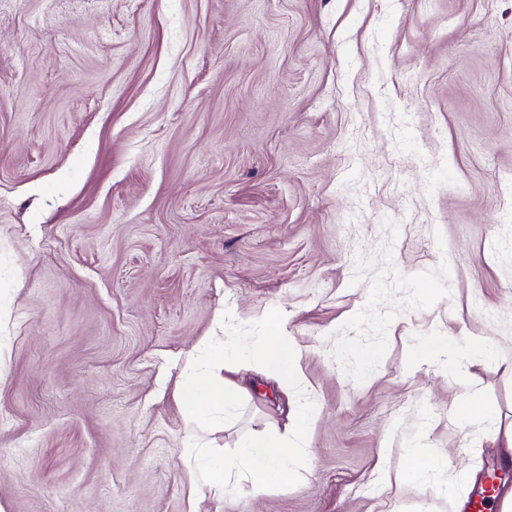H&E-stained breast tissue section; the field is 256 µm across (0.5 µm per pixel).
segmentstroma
<instances>
[{
    "instance_id": "1",
    "label": "stroma",
    "mask_w": 512,
    "mask_h": 512,
    "mask_svg": "<svg viewBox=\"0 0 512 512\" xmlns=\"http://www.w3.org/2000/svg\"><path fill=\"white\" fill-rule=\"evenodd\" d=\"M276 312L303 391L187 418ZM300 402L297 479L211 486ZM508 455L512 0H0V512H463ZM463 336H429L412 350L416 362H427L440 357L453 360L460 355ZM440 466V462L422 453L416 448H411L406 454V469L409 477L423 476Z\"/></svg>"
}]
</instances>
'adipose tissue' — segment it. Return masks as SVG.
Masks as SVG:
<instances>
[{
	"label": "adipose tissue",
	"instance_id": "obj_1",
	"mask_svg": "<svg viewBox=\"0 0 512 512\" xmlns=\"http://www.w3.org/2000/svg\"><path fill=\"white\" fill-rule=\"evenodd\" d=\"M301 349L288 336L280 315H271L263 336L257 337L245 354L222 353L212 356L206 371L190 378L181 389L188 413L220 411L225 426H232L248 396L245 382L225 378L226 367L247 369L253 375L273 381L286 394L302 384L298 360ZM295 448L287 438L272 435L243 440L238 451L224 460L222 468L210 471L214 485L229 488L231 474H246L250 491L262 497L271 485L291 479Z\"/></svg>",
	"mask_w": 512,
	"mask_h": 512
}]
</instances>
